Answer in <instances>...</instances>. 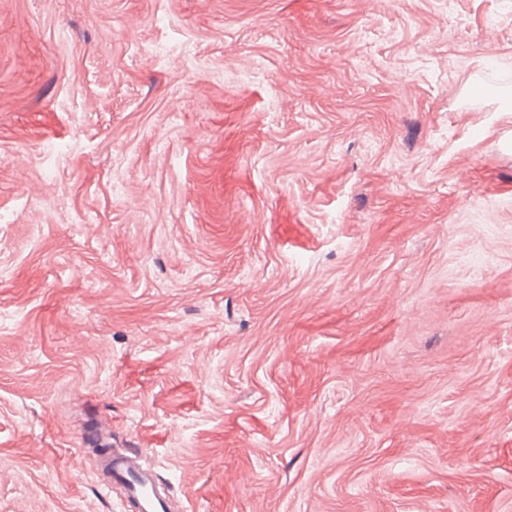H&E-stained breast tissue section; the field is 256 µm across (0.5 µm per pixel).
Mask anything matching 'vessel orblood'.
Returning a JSON list of instances; mask_svg holds the SVG:
<instances>
[{
    "instance_id": "obj_1",
    "label": "vessel or blood",
    "mask_w": 512,
    "mask_h": 512,
    "mask_svg": "<svg viewBox=\"0 0 512 512\" xmlns=\"http://www.w3.org/2000/svg\"><path fill=\"white\" fill-rule=\"evenodd\" d=\"M105 462L109 475L101 485L102 491H110L117 485L123 488L125 500L134 505L136 512H165L166 504L153 472L144 467L137 457L116 448L106 455Z\"/></svg>"
}]
</instances>
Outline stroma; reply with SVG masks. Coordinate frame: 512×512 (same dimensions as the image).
<instances>
[{
    "label": "stroma",
    "mask_w": 512,
    "mask_h": 512,
    "mask_svg": "<svg viewBox=\"0 0 512 512\" xmlns=\"http://www.w3.org/2000/svg\"><path fill=\"white\" fill-rule=\"evenodd\" d=\"M93 427L185 512H512V0H0V512H135Z\"/></svg>",
    "instance_id": "35a3bbf8"
}]
</instances>
